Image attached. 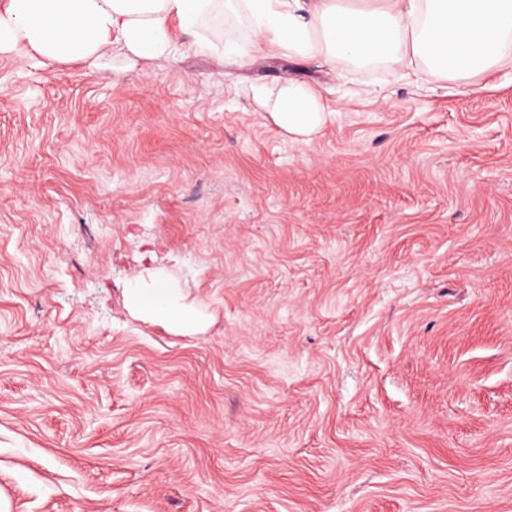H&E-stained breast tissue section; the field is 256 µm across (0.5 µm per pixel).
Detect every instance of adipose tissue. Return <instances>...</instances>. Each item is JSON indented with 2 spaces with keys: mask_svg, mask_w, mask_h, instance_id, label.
Wrapping results in <instances>:
<instances>
[{
  "mask_svg": "<svg viewBox=\"0 0 512 512\" xmlns=\"http://www.w3.org/2000/svg\"><path fill=\"white\" fill-rule=\"evenodd\" d=\"M241 10L250 43L225 53L276 50L356 62H424L456 80L512 62V0H0V57L100 59L121 50L140 59L177 53L175 30H193L217 8ZM256 101L288 134L308 137L326 121L320 94L293 83L258 86ZM131 308L175 331L200 322L162 275L134 278Z\"/></svg>",
  "mask_w": 512,
  "mask_h": 512,
  "instance_id": "obj_1",
  "label": "adipose tissue"
}]
</instances>
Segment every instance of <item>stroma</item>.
<instances>
[{"mask_svg": "<svg viewBox=\"0 0 512 512\" xmlns=\"http://www.w3.org/2000/svg\"><path fill=\"white\" fill-rule=\"evenodd\" d=\"M177 39L0 58L10 512H512V64L226 60L221 10ZM290 80L311 137L251 95ZM157 272L197 330L130 308ZM253 95L270 112L273 121L288 134L309 137L326 122L327 113L321 96L309 85L258 86L254 88Z\"/></svg>", "mask_w": 512, "mask_h": 512, "instance_id": "35a3bbf8", "label": "stroma"}]
</instances>
